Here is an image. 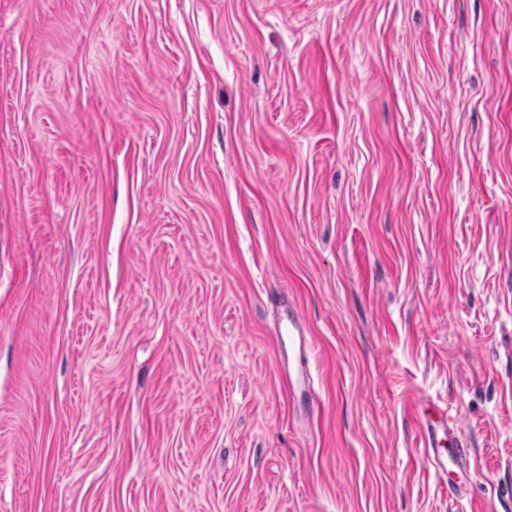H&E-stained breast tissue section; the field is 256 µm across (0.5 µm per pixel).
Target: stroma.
<instances>
[{
	"mask_svg": "<svg viewBox=\"0 0 512 512\" xmlns=\"http://www.w3.org/2000/svg\"><path fill=\"white\" fill-rule=\"evenodd\" d=\"M474 505L512 512V0H0V512Z\"/></svg>",
	"mask_w": 512,
	"mask_h": 512,
	"instance_id": "1",
	"label": "stroma"
}]
</instances>
